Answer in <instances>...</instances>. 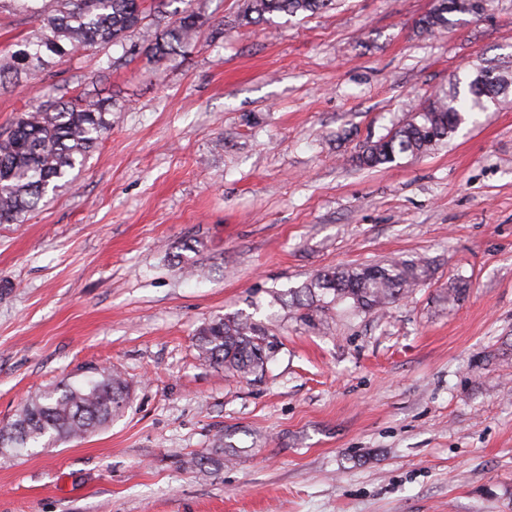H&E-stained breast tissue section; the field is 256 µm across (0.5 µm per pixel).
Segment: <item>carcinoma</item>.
<instances>
[{"instance_id":"cac0c4a2","label":"carcinoma","mask_w":512,"mask_h":512,"mask_svg":"<svg viewBox=\"0 0 512 512\" xmlns=\"http://www.w3.org/2000/svg\"><path fill=\"white\" fill-rule=\"evenodd\" d=\"M167 0L150 8L145 0H0L35 23L34 34L15 44L0 59V87L5 81L32 77L78 52L124 45L136 28L157 16ZM175 10L167 25L144 53L162 61L175 58L197 39L206 23L193 0ZM332 0H248L244 18L265 15L315 14ZM491 0H436L417 21L422 34L452 24L454 14H481ZM512 89L507 65L482 67L455 76L448 92L422 101L411 118L363 147L357 161L377 167L403 156H418L451 139L470 112ZM112 128V100L79 94L35 100L7 126L0 128V224H14L35 210L48 192L71 183L69 175L84 165ZM426 273L421 261L396 260L318 273L302 289L310 297L333 295L349 302L354 312L383 308L416 287ZM204 358L224 371L245 378L270 358L261 329L250 318H219L197 334ZM127 381L116 371L93 368L79 382H65L26 404L17 418L0 425V454H18L35 445L63 444L106 427L125 408Z\"/></svg>"}]
</instances>
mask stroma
Returning <instances> with one entry per match:
<instances>
[{"label": "stroma", "instance_id": "stroma-1", "mask_svg": "<svg viewBox=\"0 0 512 512\" xmlns=\"http://www.w3.org/2000/svg\"><path fill=\"white\" fill-rule=\"evenodd\" d=\"M197 2L175 60L143 54L150 21L137 53L0 89V126L37 97L112 99L72 183L0 224V422L91 366L131 389L95 434L0 455V512H512V93L427 154L356 161L453 73L512 59V0L431 36L435 0L252 22ZM393 258L426 262L411 293L302 319L319 271ZM234 315L272 347L245 380L195 341Z\"/></svg>", "mask_w": 512, "mask_h": 512}]
</instances>
